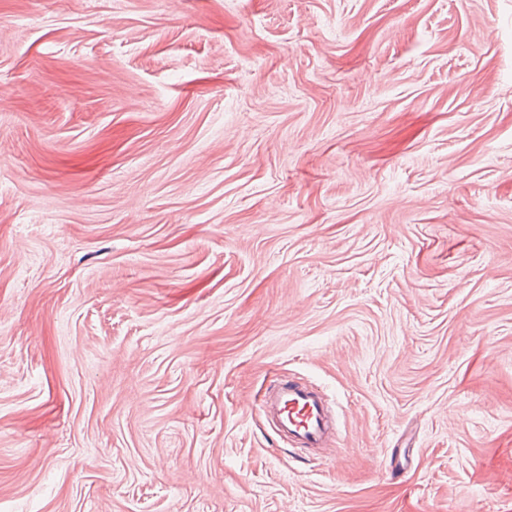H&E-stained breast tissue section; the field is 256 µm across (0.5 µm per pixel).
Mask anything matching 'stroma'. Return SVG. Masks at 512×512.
I'll list each match as a JSON object with an SVG mask.
<instances>
[{"label":"stroma","mask_w":512,"mask_h":512,"mask_svg":"<svg viewBox=\"0 0 512 512\" xmlns=\"http://www.w3.org/2000/svg\"><path fill=\"white\" fill-rule=\"evenodd\" d=\"M0 512H512V0H0ZM267 422L296 448L310 453L337 447V430L329 400L322 392L280 379L257 404Z\"/></svg>","instance_id":"stroma-1"}]
</instances>
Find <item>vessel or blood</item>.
I'll use <instances>...</instances> for the list:
<instances>
[{"label":"vessel or blood","instance_id":"b4317fda","mask_svg":"<svg viewBox=\"0 0 512 512\" xmlns=\"http://www.w3.org/2000/svg\"><path fill=\"white\" fill-rule=\"evenodd\" d=\"M257 408L295 447L316 453L338 443L330 403L325 394L312 387L278 380L266 390Z\"/></svg>","mask_w":512,"mask_h":512}]
</instances>
